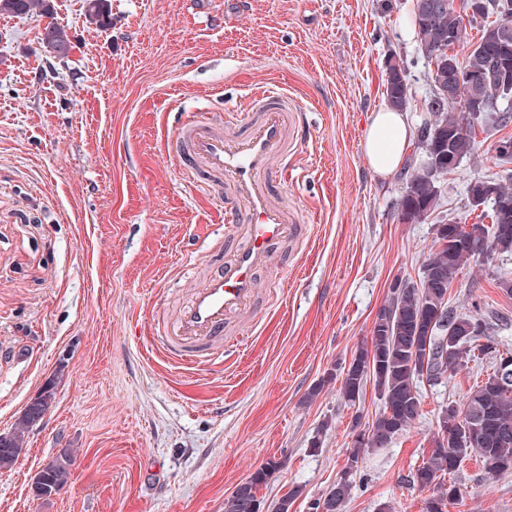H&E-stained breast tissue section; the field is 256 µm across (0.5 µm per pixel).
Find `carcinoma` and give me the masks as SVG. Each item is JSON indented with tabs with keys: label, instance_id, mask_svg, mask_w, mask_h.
<instances>
[{
	"label": "carcinoma",
	"instance_id": "cac0c4a2",
	"mask_svg": "<svg viewBox=\"0 0 512 512\" xmlns=\"http://www.w3.org/2000/svg\"><path fill=\"white\" fill-rule=\"evenodd\" d=\"M51 9V0H0L1 12L18 16L48 15ZM85 12L100 28H111L108 0H85ZM506 22L512 25V18L484 24L479 39L473 42L459 8L450 4L430 13L419 31L421 52L434 61L432 82L448 86L450 64H460L478 75L487 95L493 96L503 72H512V40L500 35ZM40 40L55 53L72 49L68 37L56 26L41 34ZM465 44L467 53L460 60L454 49ZM386 99L391 108L404 110L410 106L402 64L392 66L386 79ZM468 100L469 94L463 89L448 106L428 109L430 119L421 131L425 159L412 170L402 192L406 217L414 224L435 209L439 176L459 168L476 148L475 118ZM482 205L489 212L481 213L475 224L437 225L435 244L424 260L419 280L391 294L378 311L370 341L355 351L348 371L342 373L340 392L347 401H359L370 383L382 402L379 414L365 429L367 438L353 443L348 460L357 464L360 452L388 447L421 416V380L415 376V362L417 353L424 349L436 309L441 307L446 312V325L435 330L430 350L446 349L448 362H437L429 356V383L451 377L466 362L491 360L493 371L476 382L463 400L449 401L438 413V435L430 458L412 475L413 485L429 491L423 512H446L448 505L461 497L453 476L472 456L479 458L489 475L512 474V380L499 375L501 364L512 361V349L499 341L503 320L491 313L459 314L445 305L453 280L469 261L512 253V187L495 184V195ZM486 217L491 218V224L483 223ZM370 361L377 368L368 376L365 368ZM54 397L55 380L51 379L43 385L38 400L27 405L15 422L7 448L0 450V469H9L17 462L19 455L12 449L21 448L25 432L48 410ZM70 466V458L61 456L43 467L32 484L36 496H43L42 485L62 489L71 476ZM275 470L276 465L271 463L257 469L224 499V512H289L302 494L298 487L268 505L258 497ZM355 482L353 476L338 483L336 497L329 501L326 512H344Z\"/></svg>",
	"mask_w": 512,
	"mask_h": 512
}]
</instances>
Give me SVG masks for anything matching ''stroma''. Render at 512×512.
I'll list each match as a JSON object with an SVG mask.
<instances>
[{
    "label": "stroma",
    "mask_w": 512,
    "mask_h": 512,
    "mask_svg": "<svg viewBox=\"0 0 512 512\" xmlns=\"http://www.w3.org/2000/svg\"><path fill=\"white\" fill-rule=\"evenodd\" d=\"M52 17L0 14V434L49 378L56 398L0 470V512H224V499L267 463L264 499L294 487L309 512L339 479L353 423L371 425L374 390L344 399L336 374L369 339L400 276L417 279L441 222L476 223L467 184L512 178L501 134L476 125V149L441 179L436 212L398 220L407 171L383 179L361 142L386 108V65L407 64L413 129L435 92L420 51L414 0H110L112 26L84 0H53ZM70 38L54 57L40 33ZM272 85L305 107L288 199L307 221L274 274H262L255 325L237 352L198 368L152 346L186 300L189 271L212 270L206 245L224 206L187 189L170 140L176 113L240 111ZM512 257L467 265L448 292L460 313L507 318L496 286ZM490 364L422 384V415L389 448L366 452L344 512H423L409 482L438 433ZM318 396H311L313 387ZM70 455L71 479L37 497L34 475ZM455 480L447 512H512V474L488 478L477 458ZM108 2V0H85L86 16L104 30L112 26V14Z\"/></svg>",
    "instance_id": "35a3bbf8"
}]
</instances>
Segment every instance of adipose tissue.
Returning a JSON list of instances; mask_svg holds the SVG:
<instances>
[{
    "mask_svg": "<svg viewBox=\"0 0 512 512\" xmlns=\"http://www.w3.org/2000/svg\"><path fill=\"white\" fill-rule=\"evenodd\" d=\"M413 130L406 112L386 108L376 112L362 142V152L372 171L387 178L403 166Z\"/></svg>",
    "mask_w": 512,
    "mask_h": 512,
    "instance_id": "1",
    "label": "adipose tissue"
}]
</instances>
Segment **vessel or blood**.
I'll return each instance as SVG.
<instances>
[{
	"instance_id": "b4317fda",
	"label": "vessel or blood",
	"mask_w": 512,
	"mask_h": 512,
	"mask_svg": "<svg viewBox=\"0 0 512 512\" xmlns=\"http://www.w3.org/2000/svg\"><path fill=\"white\" fill-rule=\"evenodd\" d=\"M304 114L286 92L249 94L241 123L233 119L175 116L172 138L192 182L205 190L223 189L224 211L245 226L241 243L213 242L217 271L191 289L187 301L155 336L169 360L210 364L223 344L230 321L251 313L258 295L257 275L277 269L281 248L302 235L299 211L277 200L282 172L302 139Z\"/></svg>"
}]
</instances>
